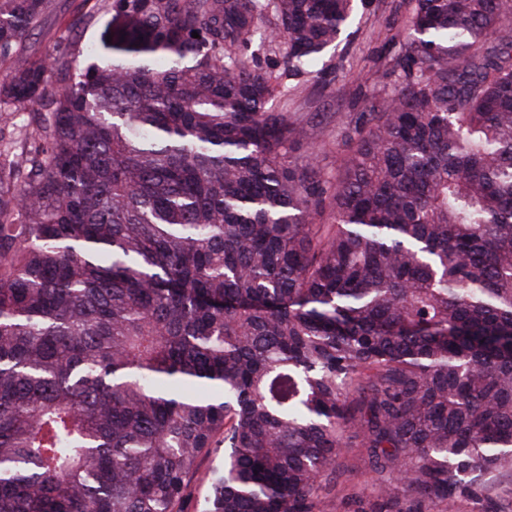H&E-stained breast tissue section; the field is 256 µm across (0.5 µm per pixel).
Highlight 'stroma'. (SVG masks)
Wrapping results in <instances>:
<instances>
[{
	"label": "stroma",
	"instance_id": "35a3bbf8",
	"mask_svg": "<svg viewBox=\"0 0 512 512\" xmlns=\"http://www.w3.org/2000/svg\"><path fill=\"white\" fill-rule=\"evenodd\" d=\"M89 14L90 22L74 38V52L93 61L109 18L106 0H49L48 7L25 45L28 55L52 50L72 14ZM350 35L325 58L326 76L304 78L289 100L287 113L300 115L311 128L309 139L293 145L289 158L298 162L315 155L326 178H333L348 152L347 135L362 112V93L389 85V71L403 52L400 31L406 16L402 0H357ZM489 491L477 500H459L453 512H512V472L489 480Z\"/></svg>",
	"mask_w": 512,
	"mask_h": 512
}]
</instances>
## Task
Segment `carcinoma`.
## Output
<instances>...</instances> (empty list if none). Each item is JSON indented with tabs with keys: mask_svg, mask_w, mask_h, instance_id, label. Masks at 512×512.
<instances>
[{
	"mask_svg": "<svg viewBox=\"0 0 512 512\" xmlns=\"http://www.w3.org/2000/svg\"><path fill=\"white\" fill-rule=\"evenodd\" d=\"M46 6L0 0V512H188L215 448L205 512H323L353 438L345 512L512 471V0H409L333 181L273 102L354 0H112L102 64L24 56ZM356 440H353V447L347 448L346 453L342 461L351 468L349 486L355 485L357 489L371 487L373 482V474L369 473L366 464L362 458V448H357L355 444ZM224 466V449L217 448L210 456L206 457L201 465L199 474L192 487V493L200 508L204 504V497L208 491V485L213 471L220 470Z\"/></svg>",
	"mask_w": 512,
	"mask_h": 512,
	"instance_id": "cac0c4a2",
	"label": "carcinoma"
}]
</instances>
